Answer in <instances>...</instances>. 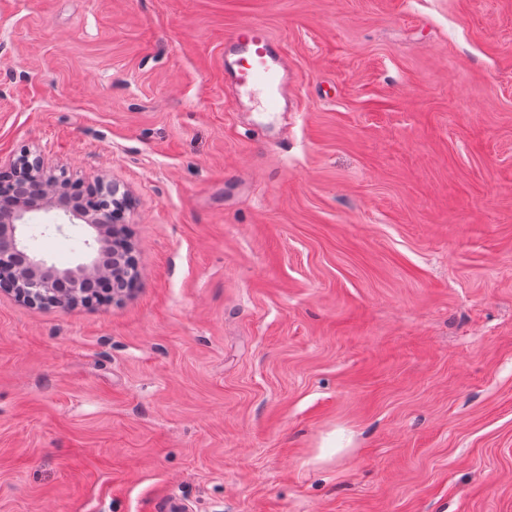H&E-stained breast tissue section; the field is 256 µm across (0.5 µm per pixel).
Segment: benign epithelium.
<instances>
[{"label":"benign epithelium","instance_id":"1","mask_svg":"<svg viewBox=\"0 0 512 512\" xmlns=\"http://www.w3.org/2000/svg\"><path fill=\"white\" fill-rule=\"evenodd\" d=\"M0 198L7 200L0 205V293L32 306L90 303L83 293L88 281L101 275L100 253L121 233L128 192L102 177L78 188L42 154L25 149L19 159L0 164ZM40 212L55 213L59 231L65 224L81 227L84 251L77 263L51 268L28 248L25 230ZM62 283L69 288H60Z\"/></svg>","mask_w":512,"mask_h":512}]
</instances>
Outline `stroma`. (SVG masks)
I'll return each mask as SVG.
<instances>
[{
    "mask_svg": "<svg viewBox=\"0 0 512 512\" xmlns=\"http://www.w3.org/2000/svg\"><path fill=\"white\" fill-rule=\"evenodd\" d=\"M25 149L128 189L139 278L0 295V512H512V0H0ZM273 45L268 29L257 23L247 25L243 37H231L224 44L226 73L234 78L241 94L249 97L263 94V112H280L282 109L283 63Z\"/></svg>",
    "mask_w": 512,
    "mask_h": 512,
    "instance_id": "1",
    "label": "stroma"
}]
</instances>
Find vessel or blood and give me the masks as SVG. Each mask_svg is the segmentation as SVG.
<instances>
[{
    "mask_svg": "<svg viewBox=\"0 0 512 512\" xmlns=\"http://www.w3.org/2000/svg\"><path fill=\"white\" fill-rule=\"evenodd\" d=\"M224 56V69L233 77L241 94L261 95L263 111H281L282 57L274 51L272 37L265 26L247 25L242 35L225 42Z\"/></svg>",
    "mask_w": 512,
    "mask_h": 512,
    "instance_id": "obj_1",
    "label": "vessel or blood"
}]
</instances>
